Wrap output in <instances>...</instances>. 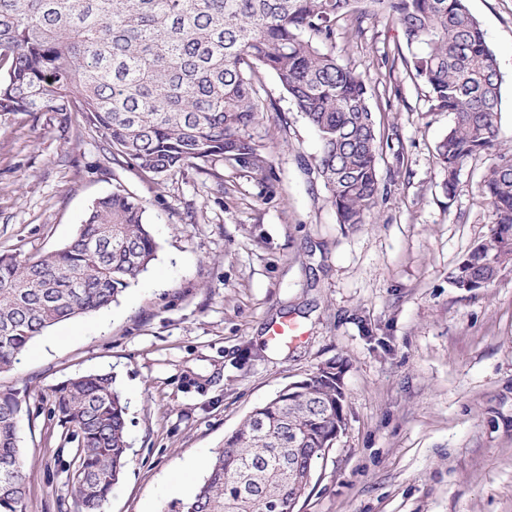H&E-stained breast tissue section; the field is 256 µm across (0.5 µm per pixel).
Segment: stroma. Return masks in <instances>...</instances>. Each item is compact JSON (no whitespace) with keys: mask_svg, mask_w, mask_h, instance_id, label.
Segmentation results:
<instances>
[{"mask_svg":"<svg viewBox=\"0 0 512 512\" xmlns=\"http://www.w3.org/2000/svg\"><path fill=\"white\" fill-rule=\"evenodd\" d=\"M503 76L498 145L453 197L435 152L450 114L392 58L391 19L336 25L330 50L361 72L382 133L381 193L366 223H338L317 140L276 77L256 129L259 169L186 168L158 180L113 165L80 114L0 112V255L68 245L114 185L141 198L157 243L118 302L35 337L0 394L25 391L23 512H79L74 456L52 389L112 373L128 403L131 462L102 512H169L248 413L289 382L341 364L345 429L317 460L298 512H512V265L486 288L449 273L491 229L482 179L512 149V0H468ZM224 191L216 193L215 179ZM301 340L273 342L280 320Z\"/></svg>","mask_w":512,"mask_h":512,"instance_id":"35a3bbf8","label":"stroma"}]
</instances>
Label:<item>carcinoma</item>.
<instances>
[{
	"mask_svg": "<svg viewBox=\"0 0 512 512\" xmlns=\"http://www.w3.org/2000/svg\"><path fill=\"white\" fill-rule=\"evenodd\" d=\"M401 28L404 69L429 108L453 114L436 153L451 195L460 172L492 149L503 76L467 0H0V112H76L115 164L164 177L226 162L254 168L264 71L276 76L318 140L316 172L340 224H365L376 204L381 134L362 74L325 45L348 16ZM494 228L449 276L486 288L512 263V153L483 176ZM143 202L116 188L98 199L64 248L0 256V371L49 327L117 301L155 259ZM66 438L77 442L70 480L80 512H101L128 463L127 403L110 373L52 389ZM345 393L328 363L254 408L210 459L183 512H296L302 487L345 427ZM26 397L0 395V512H21L27 473L19 445Z\"/></svg>",
	"mask_w": 512,
	"mask_h": 512,
	"instance_id": "obj_1",
	"label": "carcinoma"
}]
</instances>
